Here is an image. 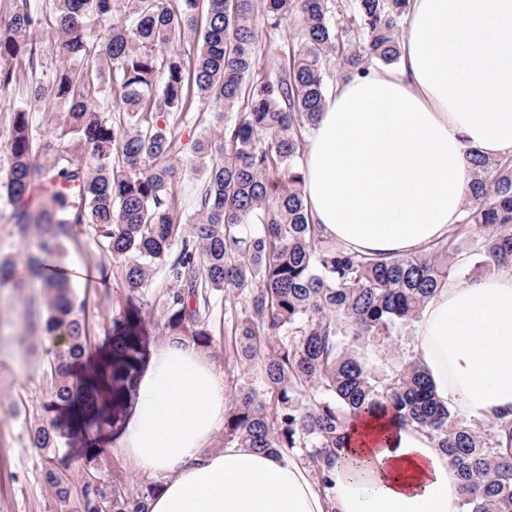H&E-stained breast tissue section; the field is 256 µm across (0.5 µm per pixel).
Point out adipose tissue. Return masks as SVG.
<instances>
[{"instance_id": "ef3b65f1", "label": "adipose tissue", "mask_w": 512, "mask_h": 512, "mask_svg": "<svg viewBox=\"0 0 512 512\" xmlns=\"http://www.w3.org/2000/svg\"><path fill=\"white\" fill-rule=\"evenodd\" d=\"M411 2L396 69L342 83L305 153L314 223L364 254L443 238L461 218L470 152L512 157V0ZM412 347L459 415L512 411V270L437 289ZM223 427L221 375L204 350L169 338L114 438L160 484L149 512H458L447 453L390 410L350 417L326 491L292 455L213 447Z\"/></svg>"}]
</instances>
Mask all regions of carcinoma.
I'll use <instances>...</instances> for the list:
<instances>
[{
  "label": "carcinoma",
  "mask_w": 512,
  "mask_h": 512,
  "mask_svg": "<svg viewBox=\"0 0 512 512\" xmlns=\"http://www.w3.org/2000/svg\"><path fill=\"white\" fill-rule=\"evenodd\" d=\"M54 2L66 62L32 93L52 94L64 119L37 168L29 112H14L0 199L18 232L39 240L26 267L42 277L45 331L61 340L48 394L51 405L73 408L85 434L80 474L43 475L56 512H145L158 489L95 475L100 434L119 420L143 357L139 299L156 270L167 281L161 329L203 348L213 344L212 298L231 291L242 299L231 316L241 382L222 445L289 453L326 487L348 417L387 407L448 453L461 478L459 512H512V419L460 418L437 400L409 347L394 363L381 359L394 338L413 334L450 277L512 266V158L470 154L459 223L404 256H367L325 237L306 201V137L333 80L398 63L410 0ZM41 21L35 0H17L0 34V88L17 80L11 61L36 66L31 34ZM285 25L294 35L279 75H255L263 35ZM105 91L109 112L97 106ZM209 103L224 107L214 129L182 140L181 114ZM200 168L199 210L183 218L174 178ZM84 227L121 264L126 308L112 319L110 350L80 372V306L67 278L42 271ZM70 436L68 423L49 421L30 428L28 443L46 451Z\"/></svg>",
  "instance_id": "1"
}]
</instances>
